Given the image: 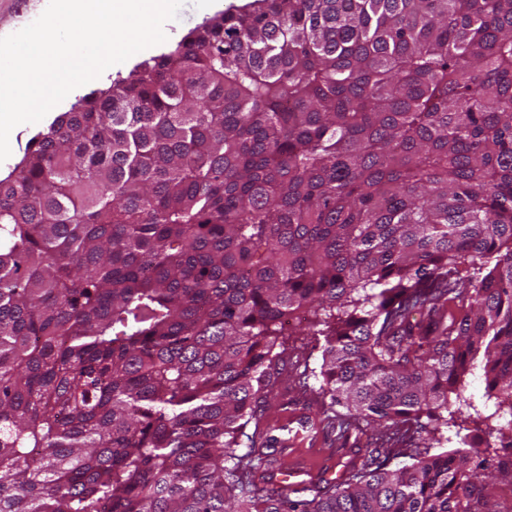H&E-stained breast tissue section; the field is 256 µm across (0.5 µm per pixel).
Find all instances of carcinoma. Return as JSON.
Instances as JSON below:
<instances>
[{
    "mask_svg": "<svg viewBox=\"0 0 512 512\" xmlns=\"http://www.w3.org/2000/svg\"><path fill=\"white\" fill-rule=\"evenodd\" d=\"M301 314L396 442L309 495L256 449ZM508 447L512 0H250L0 179V512H498Z\"/></svg>",
    "mask_w": 512,
    "mask_h": 512,
    "instance_id": "carcinoma-1",
    "label": "carcinoma"
}]
</instances>
